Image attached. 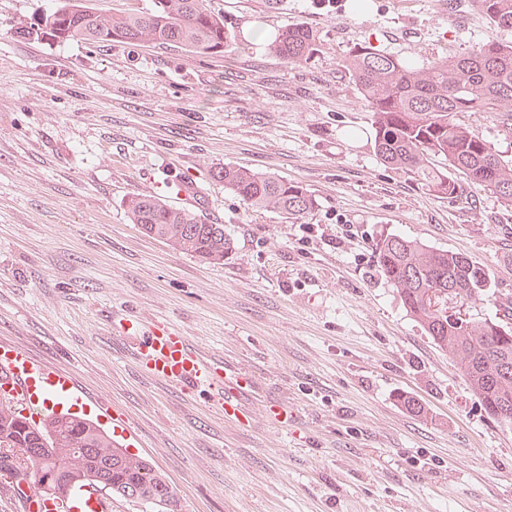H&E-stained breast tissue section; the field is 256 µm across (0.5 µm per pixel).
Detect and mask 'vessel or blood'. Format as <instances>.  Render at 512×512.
Here are the masks:
<instances>
[{
	"label": "vessel or blood",
	"mask_w": 512,
	"mask_h": 512,
	"mask_svg": "<svg viewBox=\"0 0 512 512\" xmlns=\"http://www.w3.org/2000/svg\"><path fill=\"white\" fill-rule=\"evenodd\" d=\"M136 352L150 364L151 374L163 381L209 388L225 412L241 411L243 398L232 386L235 368H216L198 351L191 350L183 336L174 332L147 329L136 337ZM0 396L32 399L52 405H79L81 391L71 377L33 360L24 352L0 345ZM72 512H112L111 500L89 492L71 501Z\"/></svg>",
	"instance_id": "b4317fda"
}]
</instances>
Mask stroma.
<instances>
[{
  "label": "stroma",
  "mask_w": 512,
  "mask_h": 512,
  "mask_svg": "<svg viewBox=\"0 0 512 512\" xmlns=\"http://www.w3.org/2000/svg\"><path fill=\"white\" fill-rule=\"evenodd\" d=\"M46 2L0 0V342L72 375L89 396L78 415L162 471L182 512H512V426L376 262L398 234L467 255L512 297V206L384 165L341 68L363 44L431 59L512 31L476 0H210L238 39L200 55L18 34ZM297 23L321 50L294 65L268 41ZM227 164L299 183L316 206L252 209L212 180ZM165 182L193 184L186 207L233 236L223 264L131 223L128 196ZM126 321L236 363L247 424L206 388L152 378Z\"/></svg>",
  "instance_id": "stroma-1"
}]
</instances>
